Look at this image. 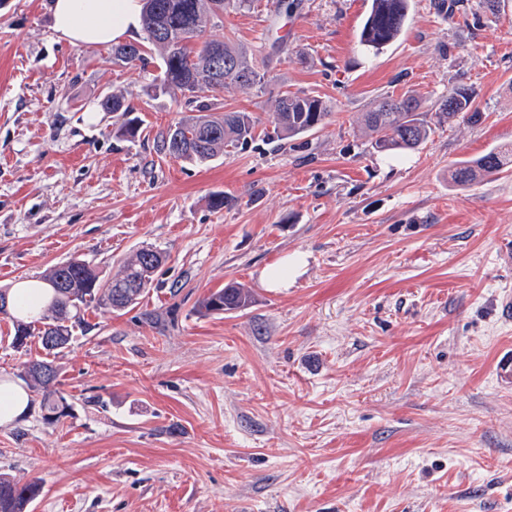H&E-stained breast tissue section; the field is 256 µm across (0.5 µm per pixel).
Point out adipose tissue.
Returning a JSON list of instances; mask_svg holds the SVG:
<instances>
[{"mask_svg":"<svg viewBox=\"0 0 512 512\" xmlns=\"http://www.w3.org/2000/svg\"><path fill=\"white\" fill-rule=\"evenodd\" d=\"M142 0H51L52 30L74 46L119 42L137 31Z\"/></svg>","mask_w":512,"mask_h":512,"instance_id":"adipose-tissue-1","label":"adipose tissue"}]
</instances>
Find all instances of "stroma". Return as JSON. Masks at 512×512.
I'll return each mask as SVG.
<instances>
[{
    "instance_id": "35a3bbf8",
    "label": "stroma",
    "mask_w": 512,
    "mask_h": 512,
    "mask_svg": "<svg viewBox=\"0 0 512 512\" xmlns=\"http://www.w3.org/2000/svg\"><path fill=\"white\" fill-rule=\"evenodd\" d=\"M367 0H256L208 26L262 61L227 91L255 137L202 166L160 153L187 113L155 91L159 58L56 40L48 0H0V289L74 257L101 279L164 252L149 293L56 359L69 417L39 405L0 425V476L36 480L29 512H512V169L461 185L455 164L512 151V0L454 16L411 0L400 38L359 44ZM479 118L419 149L375 153L362 115L455 86ZM305 91L319 131H274L271 102ZM140 120L118 133L101 99ZM233 198L215 210L213 193ZM287 287L264 270L295 253ZM235 282L247 309L204 316ZM101 107L108 112H122L121 116L125 117L121 126L120 131L129 137H135L138 130L134 124V120L128 119L127 116L133 111V108L125 103L124 97L112 93V96H105L101 100Z\"/></svg>"
}]
</instances>
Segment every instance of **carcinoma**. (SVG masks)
Instances as JSON below:
<instances>
[{"instance_id": "obj_1", "label": "carcinoma", "mask_w": 512, "mask_h": 512, "mask_svg": "<svg viewBox=\"0 0 512 512\" xmlns=\"http://www.w3.org/2000/svg\"><path fill=\"white\" fill-rule=\"evenodd\" d=\"M221 2L215 11L212 3ZM255 0H144L142 26L147 40L158 52L163 69L160 89L180 93L194 114L183 117L161 135V150L167 155L191 164H205L224 148L244 144L253 138L257 120L249 112L221 111L218 98L200 99L205 92L222 93L233 90L249 94L263 79L257 61L247 52L229 42L223 43L221 59L211 54L215 40L204 37L207 24L228 9L249 10ZM408 10L407 0H372L365 19L360 44L379 53L401 33ZM112 57L126 64L143 60V48L123 44L112 48ZM108 112H119L124 120L120 131L135 137L137 127L128 118L133 108L119 95L101 100ZM276 128L289 138H297L324 126L330 115L327 105L318 97L284 92L272 104ZM476 118L472 89L460 86L448 92L440 103L438 123L450 122L460 116ZM363 125L377 153L407 152L417 149L429 136L430 122L420 112V103L412 95L400 98L386 96L363 115ZM508 163V154L489 151L474 160H462L453 170L452 178L459 184H472L501 172ZM166 261L158 250L141 249L125 259L118 276L104 281L89 261L72 258L53 266L41 278L51 288L43 309L36 316L19 317L10 310L0 314L12 322L10 345L19 350L30 339L40 344L45 356L22 361L17 377L33 399L39 400L43 418L57 422L68 416L67 398L56 388L60 369L49 356L69 348L77 335L91 329L85 320L90 309L124 311L139 304L153 282L155 271ZM251 292L235 283L207 295L201 302L203 314H221L247 307ZM42 492L37 481L20 483L0 477V512H28Z\"/></svg>"}]
</instances>
